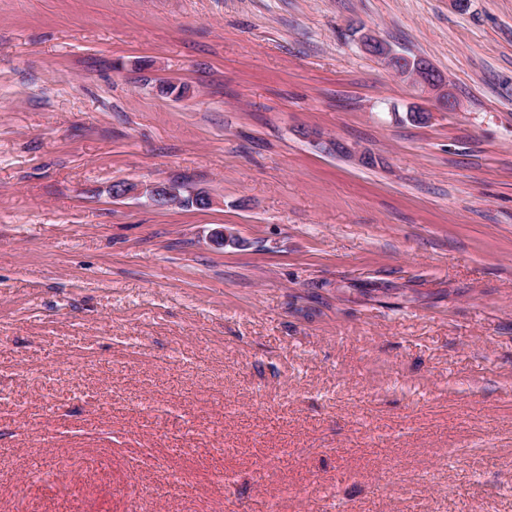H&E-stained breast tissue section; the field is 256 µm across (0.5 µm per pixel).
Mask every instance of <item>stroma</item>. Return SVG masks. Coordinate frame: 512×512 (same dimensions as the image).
Returning <instances> with one entry per match:
<instances>
[{
	"instance_id": "obj_1",
	"label": "stroma",
	"mask_w": 512,
	"mask_h": 512,
	"mask_svg": "<svg viewBox=\"0 0 512 512\" xmlns=\"http://www.w3.org/2000/svg\"><path fill=\"white\" fill-rule=\"evenodd\" d=\"M274 500L512 512V0H0V512ZM362 44L367 52L382 60L399 77L434 92L438 103L443 108L449 112L457 109V101L448 89L445 76L428 61L413 63V59L372 36L363 37ZM118 182H121L118 197L143 196L146 197L147 202L153 206L165 207L173 205L177 203V198H181L177 190L171 184L143 186L128 181Z\"/></svg>"
}]
</instances>
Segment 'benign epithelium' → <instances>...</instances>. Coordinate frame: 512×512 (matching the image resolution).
Masks as SVG:
<instances>
[{"label":"benign epithelium","instance_id":"7a95c632","mask_svg":"<svg viewBox=\"0 0 512 512\" xmlns=\"http://www.w3.org/2000/svg\"><path fill=\"white\" fill-rule=\"evenodd\" d=\"M362 44L367 52L382 60L399 77L434 92L438 103L443 108L450 112L457 109V101L448 89L445 76L432 64L427 61L415 62L392 46L372 36L363 37ZM118 196H143L149 204L165 207L177 203L178 192L170 184L143 186L123 181L119 185Z\"/></svg>","mask_w":512,"mask_h":512}]
</instances>
